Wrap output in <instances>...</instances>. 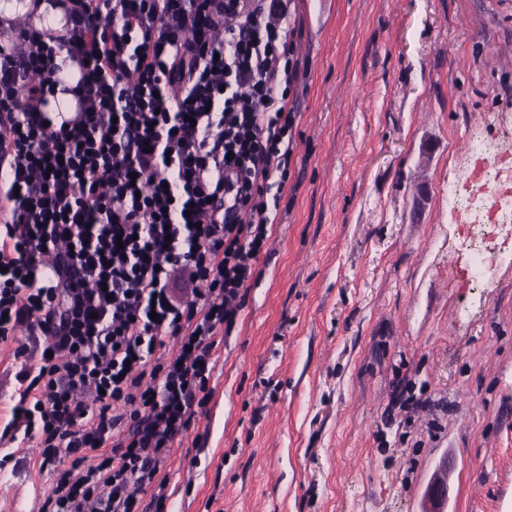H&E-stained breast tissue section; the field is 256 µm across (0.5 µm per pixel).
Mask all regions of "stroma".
Instances as JSON below:
<instances>
[{"label": "stroma", "mask_w": 512, "mask_h": 512, "mask_svg": "<svg viewBox=\"0 0 512 512\" xmlns=\"http://www.w3.org/2000/svg\"><path fill=\"white\" fill-rule=\"evenodd\" d=\"M290 24L288 182L208 407L160 466L167 512H424L440 471L447 512H512V258L475 287L448 209L471 128L512 160V0H293ZM42 348L0 341V512L54 485L13 437Z\"/></svg>", "instance_id": "stroma-1"}]
</instances>
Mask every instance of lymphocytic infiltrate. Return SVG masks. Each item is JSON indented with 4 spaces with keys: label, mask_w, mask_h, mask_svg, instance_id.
I'll list each match as a JSON object with an SVG mask.
<instances>
[{
    "label": "lymphocytic infiltrate",
    "mask_w": 512,
    "mask_h": 512,
    "mask_svg": "<svg viewBox=\"0 0 512 512\" xmlns=\"http://www.w3.org/2000/svg\"><path fill=\"white\" fill-rule=\"evenodd\" d=\"M288 2L58 0L63 35L8 22L0 340L49 339L15 406L45 460H72L47 512H139L148 489L166 512L160 466L211 399L288 180ZM59 92L74 115L49 111Z\"/></svg>",
    "instance_id": "lymphocytic-infiltrate-1"
}]
</instances>
